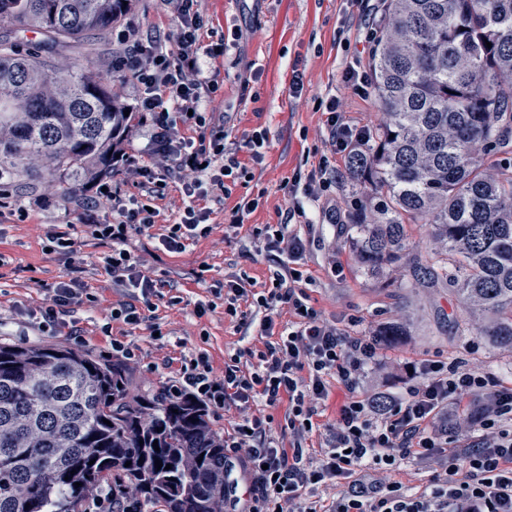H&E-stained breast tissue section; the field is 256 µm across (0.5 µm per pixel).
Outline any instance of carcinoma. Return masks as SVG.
<instances>
[{
	"label": "carcinoma",
	"instance_id": "carcinoma-1",
	"mask_svg": "<svg viewBox=\"0 0 512 512\" xmlns=\"http://www.w3.org/2000/svg\"><path fill=\"white\" fill-rule=\"evenodd\" d=\"M136 2L0 0V181L66 194L112 176L124 104L75 63L18 53L17 35L40 33L52 54ZM382 13L368 68L384 119L348 168L358 266L450 284L492 315L481 334L512 348V0H384ZM409 224L439 243L424 260ZM224 462L200 402L135 394L127 366L92 351L0 342V512H84L104 488L163 512H224Z\"/></svg>",
	"mask_w": 512,
	"mask_h": 512
}]
</instances>
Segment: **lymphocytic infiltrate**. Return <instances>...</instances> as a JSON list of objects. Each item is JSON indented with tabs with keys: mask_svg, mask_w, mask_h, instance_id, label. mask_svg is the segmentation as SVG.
Listing matches in <instances>:
<instances>
[{
	"mask_svg": "<svg viewBox=\"0 0 512 512\" xmlns=\"http://www.w3.org/2000/svg\"><path fill=\"white\" fill-rule=\"evenodd\" d=\"M166 2L177 25L176 51H164L158 37L137 28L115 30L121 48L112 68L130 77L140 95L129 105L113 147L112 175L119 185L80 202L93 238L112 247L113 280L140 293L141 304L112 310L113 319L135 326L149 322L164 282L141 269L127 244L132 230H149L160 212L123 193L122 185L145 190L171 181L180 185L192 203L161 243L168 252L181 253L189 241L207 236L203 224L230 194L227 180L247 176L239 150L247 149L248 161L258 162L267 145L266 130L253 131L239 144L230 141L223 121L206 119L201 106L220 88L216 61L228 45L205 43L209 21L200 0ZM319 106L329 151L288 180L291 203L281 223L252 229L266 252L287 260L286 272H274L269 286L258 290L245 275L224 279L225 317L240 327L258 325L261 348L225 357L220 377L209 356L199 353L182 365L165 392L237 412V421L224 432V449L243 455L253 475L244 512H512V388L489 375L425 359L402 365L404 391L382 389L369 379L371 368L383 365L373 332L350 335L310 303L305 286L311 278L303 267L309 242L296 227L307 223V204L330 188L338 164L348 163L365 140L363 127L346 118L337 98ZM146 126L151 129L147 144L134 148V138ZM213 186L221 187V194H210ZM106 202L112 207L108 222L99 218ZM82 302L72 281L59 282L38 310L39 330L55 331ZM284 309L290 314L285 323L279 320ZM334 382L347 396L324 451L314 460L306 441ZM259 399L269 407L287 403L289 445H282L271 418L252 412ZM406 459L427 472L423 488L390 479ZM322 485L335 487L331 499L306 496V489Z\"/></svg>",
	"mask_w": 512,
	"mask_h": 512,
	"instance_id": "lymphocytic-infiltrate-1",
	"label": "lymphocytic infiltrate"
}]
</instances>
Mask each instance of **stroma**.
Returning a JSON list of instances; mask_svg holds the SVG:
<instances>
[{"mask_svg": "<svg viewBox=\"0 0 512 512\" xmlns=\"http://www.w3.org/2000/svg\"><path fill=\"white\" fill-rule=\"evenodd\" d=\"M202 9L215 35L231 40L222 60L223 85L206 105L207 111L229 116L230 140L244 142L256 130H266L269 148L260 163L249 166L250 177L237 180L234 196L264 189L259 208L246 227L232 230L224 211L211 214L210 233L180 254L164 251L160 237L178 222L189 204L178 185L167 184L154 203L161 217L153 228L132 234L129 248L145 269L177 288L183 301L171 307L159 301L156 315L160 335L147 325L137 327L113 320L112 309L131 301L132 290L116 285L107 259L109 245L94 240L77 207L79 193L62 195L42 186L37 195L12 189L0 208V341L16 345L53 340L76 350L111 355L113 341L131 347L129 360L134 389H163L176 376L185 359L204 352L215 374H222L225 356L243 347L260 345L255 329L238 328L224 317L220 291L225 276L243 271L255 288H263L278 264L254 240V224L280 223L289 205L284 181L299 167L308 150L323 147L327 131L318 111L319 100L336 96L347 117L356 123L376 125L381 119L374 95L357 96L347 88L341 73L347 62L370 49L366 30H352L347 44L339 33L357 10L351 0H202ZM129 23L168 32L164 50H176V27L164 0H139L127 17ZM56 60L80 61L91 66L112 87V94L132 102L137 88L130 79L112 70V38H90L82 46L62 49ZM303 75L304 87L292 93L293 71ZM347 176L337 171L329 191L338 208L337 223L323 221L321 204L310 207L313 224L299 225L309 239L305 267L313 279L309 293L323 316L353 318L349 331L358 336L386 321H399L409 330L396 343L380 344L381 357L394 363L439 357L448 363L493 374L512 387V350L491 344L481 336L480 319L474 318L451 287H409L410 273L400 267L380 277L363 274L349 243V224L354 202ZM67 232L76 253L52 249L49 236ZM339 256L342 273L331 271L332 256ZM77 276L85 293L94 300L74 309L66 327L53 336L36 326H21L20 312L38 307L48 287ZM208 304L204 316L195 313L196 303Z\"/></svg>", "mask_w": 512, "mask_h": 512, "instance_id": "stroma-1", "label": "stroma"}]
</instances>
